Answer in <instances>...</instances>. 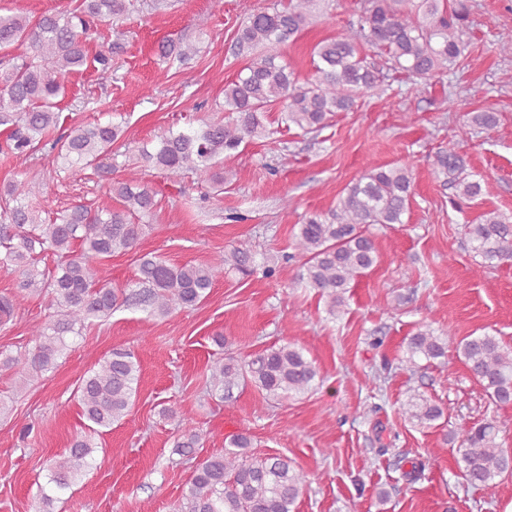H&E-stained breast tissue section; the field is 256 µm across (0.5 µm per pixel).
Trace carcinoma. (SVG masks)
<instances>
[{
    "label": "carcinoma",
    "instance_id": "carcinoma-1",
    "mask_svg": "<svg viewBox=\"0 0 512 512\" xmlns=\"http://www.w3.org/2000/svg\"><path fill=\"white\" fill-rule=\"evenodd\" d=\"M319 0H278L253 10L236 34L238 48L249 59L236 77L224 85V120L202 122L160 137L153 149H137L142 167L161 170L169 178L190 171L198 183L221 188L222 156H231L254 139H269V112L281 107V122L306 133L328 127L338 112H348L363 97L385 93L382 70L367 62L364 47L378 50L393 70L419 79L440 77L459 67L465 58L470 8L467 0H364L350 31L319 41L312 50L313 75L301 82L280 49L317 21ZM133 0H76L71 9L38 17L0 12V50L15 49L0 61V127L6 138L0 153L28 158L37 153L49 162L74 171L92 169L106 184L105 199L79 203L45 221L30 198L41 183L19 171L0 188V271L16 276V292L0 296V324L12 320L19 299L44 295L46 320L31 330L32 348L17 354L0 353V369L22 380L52 369L68 344L87 325L132 306L150 317H166L193 308L210 294L228 271L244 277L256 272L255 252L240 242L214 262L171 264L161 255L140 259L134 282L114 288L100 274L102 263L116 253L135 250L144 233V220L153 217L158 200L148 185L113 177L114 147L123 138L122 124H73L54 136L60 123L58 98L65 96L69 77L92 67L103 79L112 77V54L120 44L89 54L94 27L102 22L118 26ZM198 52L193 43L166 39L156 54L168 68L179 70ZM497 123L490 110L473 112L457 138L439 149L434 172L455 189V204L483 195V179L467 171L456 146L465 138ZM413 173L409 165L375 166L347 185L328 216L312 214L299 225L294 252L299 259L295 283L314 289L330 311L344 304L352 282L374 268L380 253L369 232L373 224H402L410 210ZM472 250L491 265L512 261V217L486 211L477 223L465 225ZM50 253L55 265L39 269L41 256ZM453 349L490 400L512 404V348L495 336L435 334L424 326L407 338L409 358L427 360L447 356ZM140 365L128 349L114 348L83 377L77 389L88 431L73 437L68 451L48 466V481L40 488V510L54 512V504L72 490L82 467L96 449L93 434L127 417L134 404ZM319 369L303 347L293 342L270 346L254 354L213 361L206 374L209 391H230L250 382L267 396L281 400L312 390ZM402 414L421 428L443 416L442 408L422 395H413ZM499 426L489 422L467 429L458 448L463 476L473 486H488L512 473V453L497 442ZM198 435L181 429L174 448L190 457ZM249 435L232 436L224 452L196 464L178 512H296L306 475L279 456L249 455Z\"/></svg>",
    "mask_w": 512,
    "mask_h": 512
}]
</instances>
